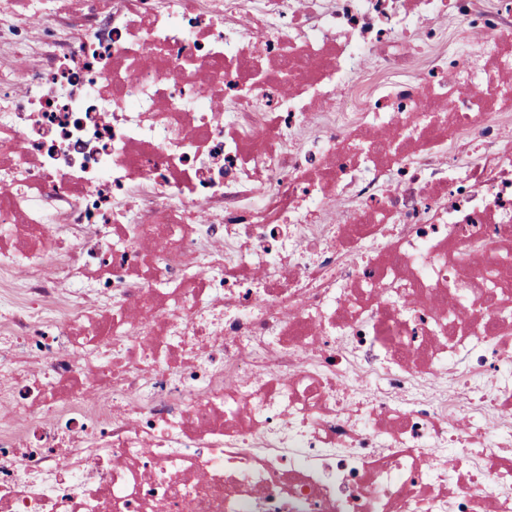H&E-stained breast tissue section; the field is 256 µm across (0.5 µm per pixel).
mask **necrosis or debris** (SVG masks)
<instances>
[{"mask_svg":"<svg viewBox=\"0 0 512 512\" xmlns=\"http://www.w3.org/2000/svg\"><path fill=\"white\" fill-rule=\"evenodd\" d=\"M0 512H512V0H0Z\"/></svg>","mask_w":512,"mask_h":512,"instance_id":"obj_1","label":"necrosis or debris"}]
</instances>
